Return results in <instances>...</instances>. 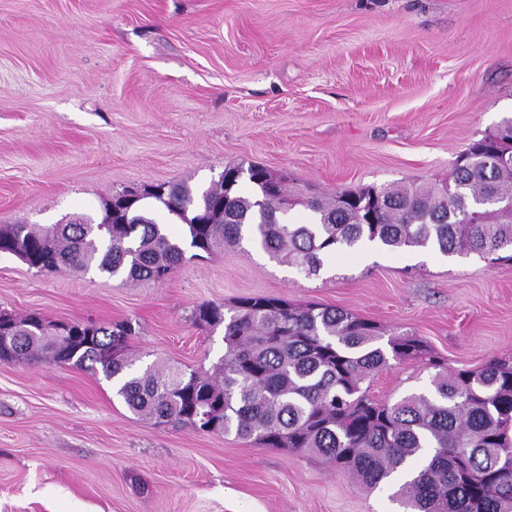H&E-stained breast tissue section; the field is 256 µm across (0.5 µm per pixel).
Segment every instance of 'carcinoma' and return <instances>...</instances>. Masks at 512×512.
Instances as JSON below:
<instances>
[{
    "label": "carcinoma",
    "mask_w": 512,
    "mask_h": 512,
    "mask_svg": "<svg viewBox=\"0 0 512 512\" xmlns=\"http://www.w3.org/2000/svg\"><path fill=\"white\" fill-rule=\"evenodd\" d=\"M495 131L469 145L441 188L390 185L342 188L328 198H301L283 187L267 194L262 166H239L242 176L204 189L160 182L158 194L125 205L108 200L100 223L0 226V252L22 253L41 273L60 264L108 278L166 280L185 258L164 215L184 226L198 253L240 244L244 236L269 258L317 275L327 260L361 242L392 250L431 247L444 256L512 249V166L500 163ZM233 166L227 170L237 169ZM247 181L252 192L240 191ZM386 197L372 206L373 193ZM313 213L305 224L285 219V198ZM478 211L481 222H470ZM209 328L224 326V358L213 372L134 369L126 348L132 324L96 326L91 344L60 339L29 314L15 321L30 331L0 330V350L12 361L47 359L99 371L135 414L157 424L203 433L235 434L266 448H289L326 458L373 489L405 469L390 498L410 512H512V358L480 370L438 369L430 387L390 402L370 397L364 384L390 361L425 358L417 337L385 333L349 311L296 306L269 296L241 297L230 307L203 303L194 313Z\"/></svg>",
    "instance_id": "carcinoma-1"
}]
</instances>
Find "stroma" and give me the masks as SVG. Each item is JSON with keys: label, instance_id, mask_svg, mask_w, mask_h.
I'll list each match as a JSON object with an SVG mask.
<instances>
[{"label": "stroma", "instance_id": "obj_1", "mask_svg": "<svg viewBox=\"0 0 512 512\" xmlns=\"http://www.w3.org/2000/svg\"><path fill=\"white\" fill-rule=\"evenodd\" d=\"M512 117V0H0V225L100 216L127 187L259 163L306 194L437 185ZM347 310L448 369L512 357V262L340 252L319 275L242 242L160 283L44 274L0 253V310L136 328L142 364L212 370L204 302ZM390 363L375 398L425 390ZM311 453L158 426L101 374L0 362V512H389Z\"/></svg>", "mask_w": 512, "mask_h": 512}]
</instances>
